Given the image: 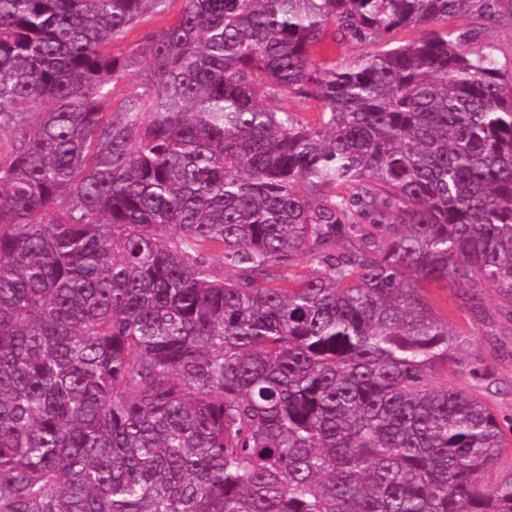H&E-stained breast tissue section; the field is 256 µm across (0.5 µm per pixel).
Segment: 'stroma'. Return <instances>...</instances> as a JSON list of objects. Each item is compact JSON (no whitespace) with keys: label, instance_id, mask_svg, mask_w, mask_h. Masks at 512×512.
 Wrapping results in <instances>:
<instances>
[{"label":"stroma","instance_id":"35a3bbf8","mask_svg":"<svg viewBox=\"0 0 512 512\" xmlns=\"http://www.w3.org/2000/svg\"><path fill=\"white\" fill-rule=\"evenodd\" d=\"M496 23L478 12L448 19L444 27L466 35L475 51L492 53L499 65L512 70V0H500ZM436 313L460 334L462 341L448 361L437 364L429 383L454 387L479 395L504 419H512V313L493 289H478L483 317H473L454 287L430 286Z\"/></svg>","mask_w":512,"mask_h":512}]
</instances>
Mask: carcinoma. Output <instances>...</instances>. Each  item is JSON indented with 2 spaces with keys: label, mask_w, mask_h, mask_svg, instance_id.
<instances>
[{
  "label": "carcinoma",
  "mask_w": 512,
  "mask_h": 512,
  "mask_svg": "<svg viewBox=\"0 0 512 512\" xmlns=\"http://www.w3.org/2000/svg\"><path fill=\"white\" fill-rule=\"evenodd\" d=\"M167 2L0 0V512H512L424 290L512 304V76L432 27L499 0H182L112 53ZM167 10L163 15L146 18L140 25L130 30L122 39L112 42V50L118 52L125 50L126 47H132L148 32L160 29L174 18L181 7V0H169ZM334 28L327 31V36L324 44L321 46V51L313 58L321 61L322 58H328L336 61V64L349 63L356 57L367 51L376 50L378 44L360 43L355 40H340L336 32V41H334Z\"/></svg>",
  "instance_id": "1"
}]
</instances>
